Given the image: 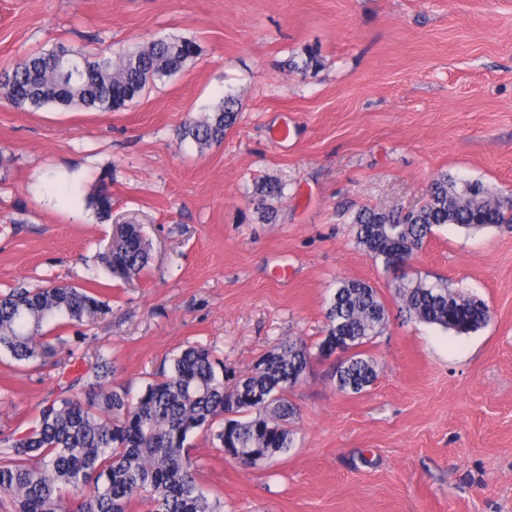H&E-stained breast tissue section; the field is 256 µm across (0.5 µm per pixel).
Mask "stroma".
<instances>
[{
    "label": "stroma",
    "mask_w": 512,
    "mask_h": 512,
    "mask_svg": "<svg viewBox=\"0 0 512 512\" xmlns=\"http://www.w3.org/2000/svg\"><path fill=\"white\" fill-rule=\"evenodd\" d=\"M167 36L198 57L124 110L0 101V291L93 289L105 311L72 367L105 351L113 386L137 391L189 344L239 374L284 340L317 344L337 282L367 281L389 313L363 348L375 383L339 391L338 355H314L288 393L291 448L245 469L196 435L200 487L221 512H512V227H437L406 268L487 303L459 336L400 314L398 271L352 224L423 206L444 174L512 198V0H0V69ZM309 52L318 68L289 69ZM227 94L237 123L198 151L183 125ZM266 179L283 187L269 224L252 201ZM103 183L108 220L88 204ZM125 221L152 244L131 283L96 260ZM57 373L0 353V434Z\"/></svg>",
    "instance_id": "1"
}]
</instances>
